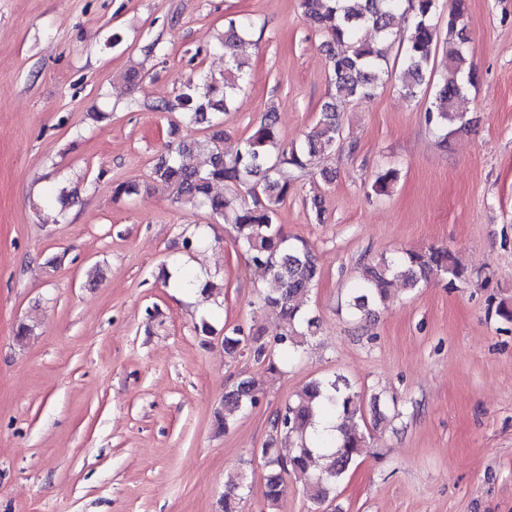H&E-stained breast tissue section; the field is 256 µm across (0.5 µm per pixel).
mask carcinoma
Wrapping results in <instances>:
<instances>
[{
	"label": "carcinoma",
	"mask_w": 512,
	"mask_h": 512,
	"mask_svg": "<svg viewBox=\"0 0 512 512\" xmlns=\"http://www.w3.org/2000/svg\"><path fill=\"white\" fill-rule=\"evenodd\" d=\"M440 0H300L303 19L324 37L330 61V84L333 92L322 106L318 121L299 145L281 143L277 117L268 110L253 132L232 154L224 153V131L189 143L170 144L155 157L153 181L166 190L172 202L190 208L204 207L211 214L232 225L236 240L249 266L263 272L269 288L260 298L261 306L281 314L285 328L277 337L287 355L298 352L308 337L317 333L318 321L306 315L301 302L320 278V268L308 243L283 234L276 224L279 205L288 197L290 186L284 173L308 169L316 158L331 152L340 142L341 110L354 100L374 95L385 79L393 76L404 95L415 99L423 93L426 77L433 69L436 52L434 17ZM467 0H452L448 9L446 44L447 72L438 83L426 108L429 120L449 133L468 124L466 116L455 111L456 101L464 95V75L472 74V64L464 48L466 38L459 24ZM411 23L403 35V59L400 70L389 73L387 56L396 40V26L403 16ZM369 26L375 34L371 42L358 39L361 28ZM252 21L247 17L231 19L224 25L219 47L224 50L225 69L220 76H207L200 84H187L175 102L154 107L160 112L180 111L194 124L211 123L208 115H222L247 81ZM197 152L202 162L190 167L183 155ZM400 172L393 167L381 169L371 184L379 196L393 192ZM233 182L245 188L256 201L249 205L239 195L213 193V185ZM466 268L446 248L430 247L383 256L363 267L361 282L352 292L348 306L366 312L369 306L385 301L397 282L414 289L422 283L446 278L452 284L465 278ZM255 360L267 363V370H279L278 362L268 355L265 346L244 334L239 327L224 332V354L235 358L244 351ZM244 389L224 393V413L218 424L227 429L245 410L257 404L263 394L256 379L240 381ZM330 423L329 432L317 431V424ZM366 425L361 401L348 383L340 379H315L305 384L277 411L273 435L262 448L266 467L264 497L271 509L286 494L283 474L293 472L308 477L316 452L323 463L318 475L307 484L310 501L319 506L342 482L365 447ZM292 445L281 454L280 440ZM244 499L243 482L230 484L224 492L221 512H239Z\"/></svg>",
	"instance_id": "1"
}]
</instances>
